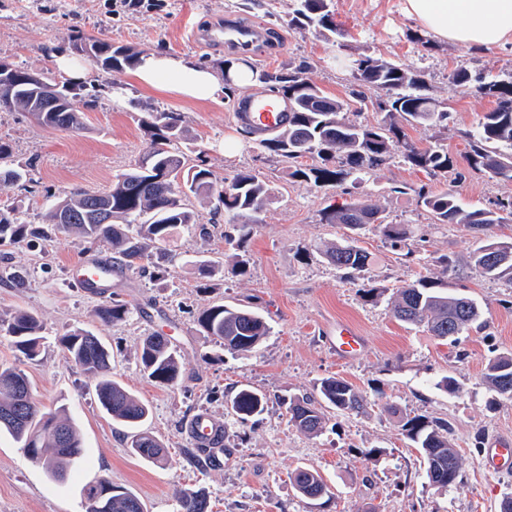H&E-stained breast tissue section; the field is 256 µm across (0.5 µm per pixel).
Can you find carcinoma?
Returning <instances> with one entry per match:
<instances>
[{
    "mask_svg": "<svg viewBox=\"0 0 512 512\" xmlns=\"http://www.w3.org/2000/svg\"><path fill=\"white\" fill-rule=\"evenodd\" d=\"M333 0H289L288 28L302 33L318 28L342 39L344 31L335 21ZM71 50L94 60L106 73L131 66L138 53L124 47H112L103 39L80 32L69 36ZM310 68L304 62L293 71H266L262 80L269 91L288 99L291 112L288 123L278 132L256 139L257 149L281 157L294 167L292 176L311 180L319 187H342L349 196L342 204L322 213L327 224H343L352 231L371 226L392 249L413 253L414 231L408 224H393L381 211L366 203L356 189L363 175L383 162L399 157L411 168L436 178L448 179L453 159L440 145L418 146L409 140L406 128L444 127L448 106L423 93L420 77L392 61L371 56L358 59L351 100L332 98L303 74ZM456 84L475 83L478 94L492 100L493 107L483 113L477 132L466 134L469 168L491 178L512 179V73L505 79L483 80L481 73L457 67L448 73ZM77 92L70 82L43 74L32 83L12 80L0 83V110L26 112L46 128L79 132L84 129V113L76 104ZM371 103L382 114L374 124H362L345 118L350 101ZM150 137L148 151L141 159L112 181L103 191L74 187L55 201L48 212L49 223L85 239L112 245L121 266L143 268L145 260L165 261L179 229L197 223L189 207L190 197L216 199L215 211H224V245L234 253L232 270L243 275L250 259L245 244L251 237L256 216L272 200L274 192L252 170L234 172L231 179L217 181L204 160L188 156L176 147L183 137L182 114L173 111L147 113L142 119ZM0 178L26 181V173L14 166L10 145L0 142ZM413 192L436 224H465L478 234L495 224L512 223V199L487 207L467 210L452 189L433 192L422 185L405 186L397 193ZM95 200L108 208L112 220L102 224L92 218L89 204ZM66 215L69 221L61 223ZM37 231L10 211H0V246L15 245ZM330 263L351 275L367 270L368 253L353 245L326 252ZM474 270L482 277L502 280L512 288V241L485 240L472 253ZM394 316L411 324H426L428 331L444 341L458 336L480 323L482 311L469 297L443 294L434 282L422 277L399 290ZM129 314L127 305L104 302L96 316L104 323L122 321ZM198 325L229 351L255 349L270 332L262 316L251 309L214 305L199 314ZM40 320L32 312L17 308L0 318V331L12 338L15 348L28 360L41 352ZM66 358L84 373L98 379L97 397L103 409L129 432L127 447L136 456L156 464L164 460V446L141 429L149 416L146 403L112 379V355L101 337L83 329L71 330L59 338ZM140 361L148 377L170 386L178 384L180 367L177 353L166 337L154 334L141 346ZM512 377V354H498L488 360L483 374L488 388L496 396L512 399V388L501 386V379ZM317 395L283 396L289 421L299 430L318 433L326 424L325 409L338 414L358 412L366 398L341 377L322 379ZM267 395L244 387L229 399L236 420L246 423L261 416L267 407ZM404 437L425 457L429 481L446 489L459 478V454L449 435L448 422L426 416L407 415L400 420ZM10 436L25 449L30 459L45 464L48 477L63 483L82 465V442L65 405L45 409L32 394L26 372L16 366L0 365V435ZM293 485L302 498L328 489L319 472L300 468L294 472ZM86 512H144L142 501L132 492L121 490L112 481L100 477L86 485ZM178 512H208V496L202 489L185 490L177 496Z\"/></svg>",
    "mask_w": 512,
    "mask_h": 512,
    "instance_id": "carcinoma-1",
    "label": "carcinoma"
}]
</instances>
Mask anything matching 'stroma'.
Segmentation results:
<instances>
[{
	"label": "stroma",
	"instance_id": "35a3bbf8",
	"mask_svg": "<svg viewBox=\"0 0 512 512\" xmlns=\"http://www.w3.org/2000/svg\"><path fill=\"white\" fill-rule=\"evenodd\" d=\"M399 4L334 0L336 21L346 33L347 46L341 49L317 31H290L288 0H252L246 7L241 0H155L152 9L141 11L115 0H0V61L48 77L58 76L55 54L67 48L74 30L145 53L185 55L218 69L226 52L194 39L192 32L227 18L269 29L271 42L247 55L255 70L308 62L309 78L332 97H346L353 83L351 59L370 55L394 61L419 74L425 94L451 109L447 127H416L409 138L441 144L454 160L444 184L396 158L369 171L359 188L389 221L413 226L416 253L408 258L372 228L354 232L324 223L323 210L342 200L340 188L290 177L287 163L256 150L244 136L226 101H186L148 91L129 71L106 73L91 62L80 81L86 123L81 132L46 129L29 115L0 112V141L11 145L15 163L28 170L26 184L0 181V208L20 211L35 226L42 225L64 191L106 189L135 164L149 146L141 124L146 104L182 113L183 146L199 152L217 177L251 169L274 190L246 243L251 263L243 275L221 259L223 216L198 197L191 205L200 221L181 229L164 272L121 270L102 296L81 288L70 265L86 254L116 261L110 246L56 233L9 247L7 258L0 259V315L18 307L33 312L42 323L43 340L38 360L28 362L11 337L0 333V363L20 364L42 405L68 406L81 431L85 465L65 482H52L41 464L1 436L0 512H85L84 488L98 477L138 495L146 512H175L176 491L197 488L208 493L210 512H499L504 496L512 494V472L486 471L482 443L495 435L512 439V400L496 398L483 373L493 355L512 353V288L474 272L477 241L471 229L432 223L414 195L395 189L447 186L467 209L512 197V180L473 172L463 159L464 135L476 131L491 107L489 99L477 96L472 85L448 80L456 66L477 61L512 70V53L439 41L424 50L413 39L417 24ZM228 141L239 145L231 156L224 153ZM334 243H352L369 253L371 263L360 280L346 278L328 263L323 251ZM443 256L452 258L451 269H443ZM210 257L220 258V265L211 276H200L196 260ZM9 271L24 275L23 287L6 281ZM422 276L442 292L475 299L483 310L481 325L450 343L398 321L392 314L398 289ZM364 286L374 289L372 300L362 298ZM112 299L125 303L130 313L123 321L102 323L95 310ZM217 304L256 309L269 335L253 351H225L196 322L201 311ZM340 324L352 325L365 339L361 349L343 358L334 346ZM76 328L102 337L112 350L113 379L149 404L145 426L162 440L164 464L127 451L126 431L102 409L95 378L65 360L58 339ZM152 334L167 336L179 356L177 385L151 381L141 366V344ZM329 376L354 384L368 406L360 413L329 414L320 433L305 435L290 423L278 398L312 393ZM447 376L456 380L457 392L441 387ZM243 385L269 398L253 424L238 422L225 403L226 395ZM394 405L412 416L450 423L460 456L456 484L442 490L430 484L423 455L390 411ZM200 412L224 424V450L215 464L203 468L189 460L194 444L184 429L185 421ZM372 448L377 456H369ZM303 467L321 474L329 502L296 492L292 475Z\"/></svg>",
	"mask_w": 512,
	"mask_h": 512
}]
</instances>
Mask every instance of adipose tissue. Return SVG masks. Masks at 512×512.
<instances>
[{
    "label": "adipose tissue",
    "mask_w": 512,
    "mask_h": 512,
    "mask_svg": "<svg viewBox=\"0 0 512 512\" xmlns=\"http://www.w3.org/2000/svg\"><path fill=\"white\" fill-rule=\"evenodd\" d=\"M403 11L428 35L464 47L512 46V0H403ZM142 88L186 100H218L226 85L256 86L258 77L238 58L222 70L163 52L139 57L132 72Z\"/></svg>",
    "instance_id": "adipose-tissue-1"
}]
</instances>
